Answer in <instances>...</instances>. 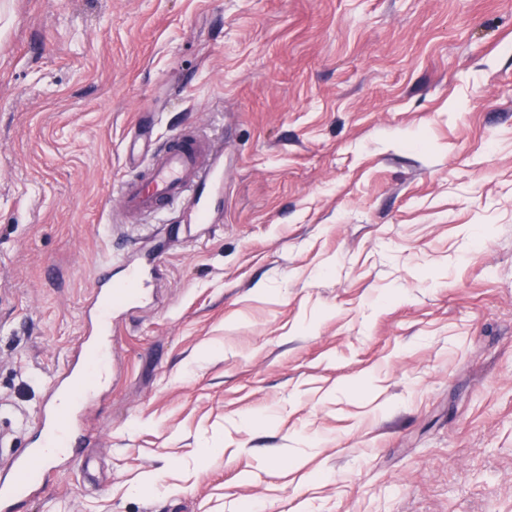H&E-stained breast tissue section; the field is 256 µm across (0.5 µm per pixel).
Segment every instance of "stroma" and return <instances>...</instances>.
<instances>
[{
    "instance_id": "1",
    "label": "stroma",
    "mask_w": 512,
    "mask_h": 512,
    "mask_svg": "<svg viewBox=\"0 0 512 512\" xmlns=\"http://www.w3.org/2000/svg\"><path fill=\"white\" fill-rule=\"evenodd\" d=\"M224 139L188 236L136 127ZM87 443L14 512H512V0H0V430L158 244Z\"/></svg>"
}]
</instances>
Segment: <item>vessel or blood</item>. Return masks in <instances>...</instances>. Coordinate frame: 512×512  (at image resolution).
Listing matches in <instances>:
<instances>
[{
    "instance_id": "b4317fda",
    "label": "vessel or blood",
    "mask_w": 512,
    "mask_h": 512,
    "mask_svg": "<svg viewBox=\"0 0 512 512\" xmlns=\"http://www.w3.org/2000/svg\"><path fill=\"white\" fill-rule=\"evenodd\" d=\"M128 163L131 173L119 186L128 223L172 208L193 226L211 223V199L224 192L223 141L178 131L157 147L144 141L141 152L131 154ZM111 281V269L103 268L88 298L84 338L55 373L45 397L38 422L39 444L26 453L0 458V512H8L15 499L42 489L49 458L65 460L70 449L84 444L74 410L81 400L75 381L89 363L99 364L100 379L108 378L112 351L101 338L110 333L113 320L145 294V277L139 268H129L127 287L112 288Z\"/></svg>"
}]
</instances>
